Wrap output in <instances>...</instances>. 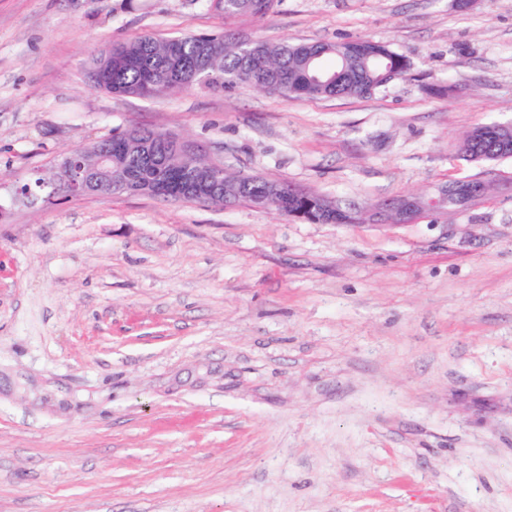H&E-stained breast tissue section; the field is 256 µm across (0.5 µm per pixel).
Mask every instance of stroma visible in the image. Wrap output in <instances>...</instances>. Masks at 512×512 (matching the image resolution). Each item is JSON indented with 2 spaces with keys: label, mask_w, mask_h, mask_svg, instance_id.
<instances>
[{
  "label": "stroma",
  "mask_w": 512,
  "mask_h": 512,
  "mask_svg": "<svg viewBox=\"0 0 512 512\" xmlns=\"http://www.w3.org/2000/svg\"><path fill=\"white\" fill-rule=\"evenodd\" d=\"M220 31L411 69L367 98L85 85L107 43ZM488 124L512 125V0H0V512H512V158L456 152ZM134 126L368 210L494 190L410 224L21 195ZM223 2L221 9H214L215 12L224 17L237 16H264L270 13L277 0H220Z\"/></svg>",
  "instance_id": "obj_1"
}]
</instances>
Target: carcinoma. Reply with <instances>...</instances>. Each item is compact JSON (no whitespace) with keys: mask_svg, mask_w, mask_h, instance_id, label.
I'll list each match as a JSON object with an SVG mask.
<instances>
[{"mask_svg":"<svg viewBox=\"0 0 512 512\" xmlns=\"http://www.w3.org/2000/svg\"><path fill=\"white\" fill-rule=\"evenodd\" d=\"M217 13L226 17L264 16L276 0H222ZM410 61L388 46L366 37L341 42L242 44L226 33L185 34L168 38L140 36L112 42L93 55L86 68V85L112 94L155 98L199 86L211 91L249 84L283 99L337 98L373 95L406 75ZM153 130L134 128L114 133L97 144L112 153L119 176L129 190L164 180L172 194L162 201L195 202L224 190L244 188L240 199L262 196L266 181L245 174H224L218 185L193 181V164L173 142L152 137ZM468 162H492L512 157V126L497 124L473 129L458 146ZM283 193L268 201L282 215L313 224H359L360 210L353 202L336 205L307 189Z\"/></svg>","mask_w":512,"mask_h":512,"instance_id":"cac0c4a2","label":"carcinoma"}]
</instances>
